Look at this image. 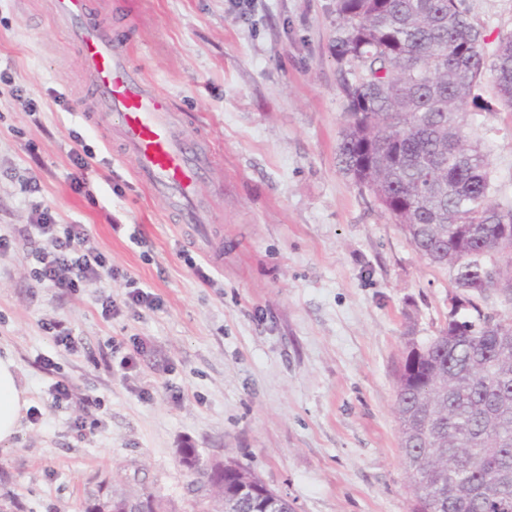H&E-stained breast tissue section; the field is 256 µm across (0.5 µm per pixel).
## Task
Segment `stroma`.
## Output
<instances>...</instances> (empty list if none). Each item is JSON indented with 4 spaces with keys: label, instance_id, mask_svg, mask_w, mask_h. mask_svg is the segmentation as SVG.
Listing matches in <instances>:
<instances>
[{
    "label": "stroma",
    "instance_id": "stroma-1",
    "mask_svg": "<svg viewBox=\"0 0 512 512\" xmlns=\"http://www.w3.org/2000/svg\"><path fill=\"white\" fill-rule=\"evenodd\" d=\"M101 3L171 95L177 134L212 143L224 190L201 185L212 243L195 241L90 126L79 55L49 0H0V71L14 85L0 93V230L31 223L41 201L57 223L86 225L117 272L64 293L31 274L46 239L0 254V353L30 397L0 444V496L17 512H79L108 478L186 512L179 450L191 446L254 471L294 512H408L396 374L406 346L447 322L454 288L339 167L336 0H141L131 18L121 0ZM466 3L488 47L512 32V0ZM478 93L493 103L489 85ZM467 134L511 205L512 112L493 103ZM130 278L161 308L124 307ZM107 296L120 306L109 318ZM54 320L72 347L46 331ZM58 383L73 400L54 404Z\"/></svg>",
    "mask_w": 512,
    "mask_h": 512
}]
</instances>
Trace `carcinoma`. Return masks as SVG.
I'll list each match as a JSON object with an SVG mask.
<instances>
[{
  "label": "carcinoma",
  "instance_id": "cac0c4a2",
  "mask_svg": "<svg viewBox=\"0 0 512 512\" xmlns=\"http://www.w3.org/2000/svg\"><path fill=\"white\" fill-rule=\"evenodd\" d=\"M464 0H336L344 174L370 191L415 252L453 274L448 323L409 346L396 376V414L409 512H506L512 506V315L475 302L494 291L512 309V207L493 199L488 154L464 134L487 81L512 111V32L488 55ZM204 478L193 512H224L241 482L265 484L236 461L179 450ZM83 512H168L151 492L97 485Z\"/></svg>",
  "mask_w": 512,
  "mask_h": 512
}]
</instances>
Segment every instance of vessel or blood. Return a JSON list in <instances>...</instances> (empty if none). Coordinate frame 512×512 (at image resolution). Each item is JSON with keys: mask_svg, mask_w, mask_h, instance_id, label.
<instances>
[{"mask_svg": "<svg viewBox=\"0 0 512 512\" xmlns=\"http://www.w3.org/2000/svg\"><path fill=\"white\" fill-rule=\"evenodd\" d=\"M52 14L77 49L90 90V124L115 131L134 176L184 224L206 221L199 184L211 180V149L173 134L171 98L146 80L117 41L99 0H51Z\"/></svg>", "mask_w": 512, "mask_h": 512, "instance_id": "b4317fda", "label": "vessel or blood"}]
</instances>
